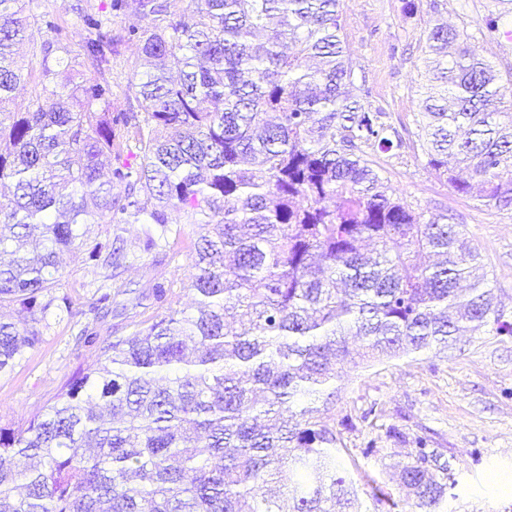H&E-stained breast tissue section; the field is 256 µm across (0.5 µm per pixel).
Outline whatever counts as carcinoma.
Returning <instances> with one entry per match:
<instances>
[{
	"label": "carcinoma",
	"instance_id": "cac0c4a2",
	"mask_svg": "<svg viewBox=\"0 0 512 512\" xmlns=\"http://www.w3.org/2000/svg\"><path fill=\"white\" fill-rule=\"evenodd\" d=\"M23 2L0 0V140L13 148L0 153V307L16 314L0 318V373L40 344L48 311L84 315L55 293L63 253L118 264L82 226L156 224L163 239L173 207L198 241L192 308L156 284L155 316L111 337L26 427H0V512H361L336 456V426H353L331 415L342 365L512 324L460 225L395 197L368 159L392 149L391 126L354 84L339 0H190L187 16L171 0H111L114 15L152 18L117 31L83 12L95 72L130 44L151 68L124 110L107 81H75L53 21L31 81L14 60ZM499 30L490 14L480 35ZM425 66L428 165L512 211V73L442 24ZM414 443L399 483L415 512H443L449 461Z\"/></svg>",
	"mask_w": 512,
	"mask_h": 512
}]
</instances>
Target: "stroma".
Masks as SVG:
<instances>
[{"mask_svg": "<svg viewBox=\"0 0 512 512\" xmlns=\"http://www.w3.org/2000/svg\"><path fill=\"white\" fill-rule=\"evenodd\" d=\"M110 0H26L32 22L19 50L25 68L35 67L47 38L44 21L57 19L69 28L67 47L82 58L87 31L81 9L110 15L113 28L150 26L149 18L111 16ZM403 0H340L346 55L356 84L370 91L372 106L383 108L396 148L371 152L376 170L395 194L418 211L447 214L461 224L487 272L495 306L512 321V212L481 205L455 192L428 167L416 137L414 117L419 90L429 75L423 64L428 27L441 20L470 37L478 52L501 72L512 71V46L483 42L478 30L487 14L512 26V0H435L415 17L402 13ZM181 233L167 246L147 248L142 224H90L86 236L105 240L118 233L123 257L117 268L89 260L87 253L65 256L60 286L100 338L128 336L154 311L149 295L156 284L187 287L190 256L198 234L183 213L170 211ZM112 289L115 301L106 316L92 313L98 289ZM42 341L0 374V426L20 429L52 405L66 381L95 364V349L78 340L80 324L48 314L41 322ZM337 417L351 416L342 430L340 469L356 483L366 512H408L399 468L408 460L411 441L426 437L451 463L447 512H512V336L492 328L458 337L447 353L427 351L384 362H349L336 380ZM407 441L389 438V428Z\"/></svg>", "mask_w": 512, "mask_h": 512, "instance_id": "1", "label": "stroma"}]
</instances>
